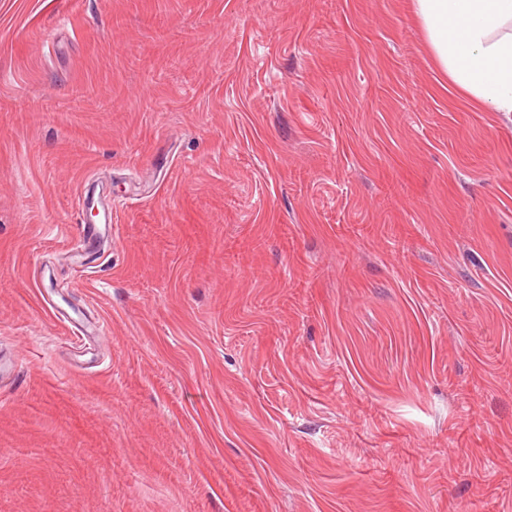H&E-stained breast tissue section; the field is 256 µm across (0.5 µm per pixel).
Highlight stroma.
<instances>
[{"label": "stroma", "instance_id": "35a3bbf8", "mask_svg": "<svg viewBox=\"0 0 512 512\" xmlns=\"http://www.w3.org/2000/svg\"><path fill=\"white\" fill-rule=\"evenodd\" d=\"M2 357L0 512H512V114L413 0H0ZM117 236V228L112 225V204L104 209L103 224H81L79 233L74 236L70 242V246L74 250H80L89 257V249L95 245L96 253L100 260H105L107 253L100 254L98 251L99 243L104 238L115 240ZM50 312L56 322L64 325L68 329L71 330L72 334H76L75 330L79 336H75L77 340H81V336L92 335L98 339H106L107 335H109V331L105 322L97 320L91 330L89 331L87 328L79 324V319L72 317L67 311L63 310L60 307L51 306Z\"/></svg>", "mask_w": 512, "mask_h": 512}]
</instances>
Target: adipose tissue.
Instances as JSON below:
<instances>
[{
  "label": "adipose tissue",
  "instance_id": "1",
  "mask_svg": "<svg viewBox=\"0 0 512 512\" xmlns=\"http://www.w3.org/2000/svg\"><path fill=\"white\" fill-rule=\"evenodd\" d=\"M414 9L450 84L512 113V0H414Z\"/></svg>",
  "mask_w": 512,
  "mask_h": 512
}]
</instances>
